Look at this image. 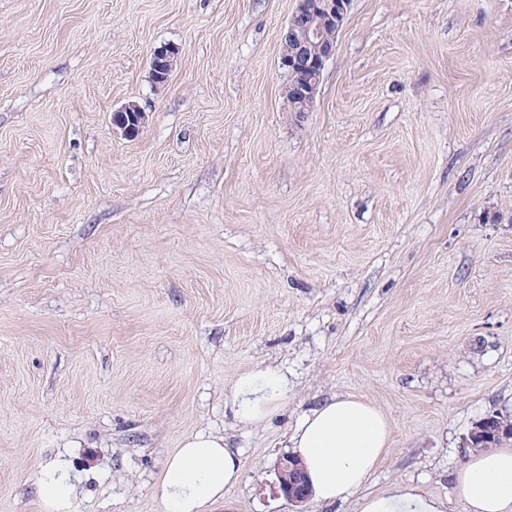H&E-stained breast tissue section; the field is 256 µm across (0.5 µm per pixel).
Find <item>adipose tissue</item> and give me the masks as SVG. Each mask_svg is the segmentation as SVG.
<instances>
[{"label":"adipose tissue","instance_id":"ef3b65f1","mask_svg":"<svg viewBox=\"0 0 512 512\" xmlns=\"http://www.w3.org/2000/svg\"><path fill=\"white\" fill-rule=\"evenodd\" d=\"M288 391V377L279 368L247 372L234 386L235 414L242 423H262L280 409ZM390 433L387 418L372 403L335 397L303 415L288 446L303 459L317 500L332 503L360 494L387 453ZM240 473V458L223 435H193L166 459L154 495L164 512H215L220 506L231 512L224 491ZM454 482L466 512H512V448L470 453ZM36 495L44 512H68L77 486L65 460L41 467ZM359 512H448V502L396 483L381 494L361 496Z\"/></svg>","mask_w":512,"mask_h":512}]
</instances>
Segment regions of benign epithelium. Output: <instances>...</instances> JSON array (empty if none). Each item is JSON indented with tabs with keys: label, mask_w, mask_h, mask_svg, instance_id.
Listing matches in <instances>:
<instances>
[{
	"label": "benign epithelium",
	"mask_w": 512,
	"mask_h": 512,
	"mask_svg": "<svg viewBox=\"0 0 512 512\" xmlns=\"http://www.w3.org/2000/svg\"><path fill=\"white\" fill-rule=\"evenodd\" d=\"M352 0H296V7L282 36L279 67L289 76L284 87L286 102L298 101L310 106L316 97L325 63L336 51V37L351 7ZM177 62L176 51L165 48L153 54L152 78L157 85L168 82ZM147 121L146 112L135 103H128L113 112L112 124L122 135L133 138ZM503 427L493 416H486L470 431L467 444L476 448L488 446ZM280 493L293 507L305 512L311 499L305 472L292 457L286 456L277 465Z\"/></svg>",
	"instance_id": "obj_1"
}]
</instances>
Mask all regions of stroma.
<instances>
[{
	"label": "stroma",
	"instance_id": "35a3bbf8",
	"mask_svg": "<svg viewBox=\"0 0 512 512\" xmlns=\"http://www.w3.org/2000/svg\"><path fill=\"white\" fill-rule=\"evenodd\" d=\"M295 6L0 0V512H42L55 458L69 512H162L198 433L239 453L233 512H291L275 467L334 396L389 420L367 492L465 512L467 435L512 419V0H352L307 112ZM269 366L284 408L240 423ZM177 53L173 48L158 50L152 57V78L157 85L168 82L177 62ZM147 121L146 112L135 103H128L113 112L112 124L122 135L133 138L139 134ZM288 376L277 367L249 371L233 390L232 404L240 422L262 423L276 413L288 398ZM36 495L47 512H65L69 509L77 496V486L65 460L56 459L40 468Z\"/></svg>",
	"mask_w": 512,
	"mask_h": 512
}]
</instances>
